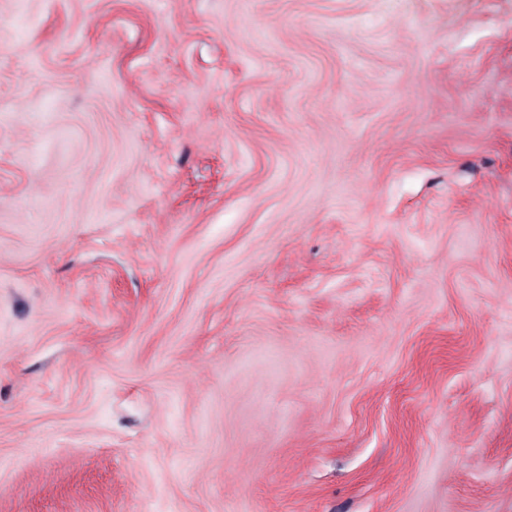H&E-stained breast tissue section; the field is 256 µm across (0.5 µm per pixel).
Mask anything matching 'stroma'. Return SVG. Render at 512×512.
Masks as SVG:
<instances>
[{
    "mask_svg": "<svg viewBox=\"0 0 512 512\" xmlns=\"http://www.w3.org/2000/svg\"><path fill=\"white\" fill-rule=\"evenodd\" d=\"M0 512H512V0H0Z\"/></svg>",
    "mask_w": 512,
    "mask_h": 512,
    "instance_id": "1",
    "label": "stroma"
}]
</instances>
